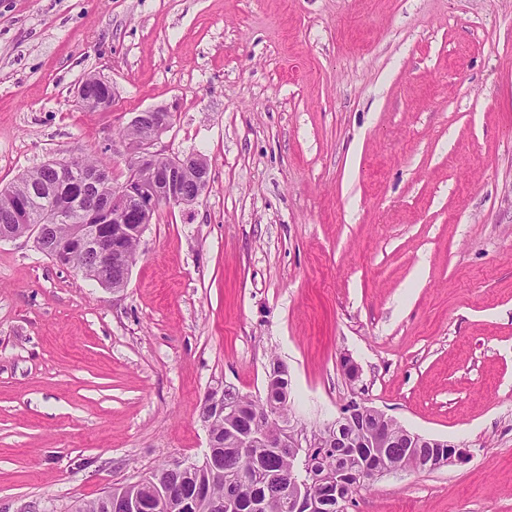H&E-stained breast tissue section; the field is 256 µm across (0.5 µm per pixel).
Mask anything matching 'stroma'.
<instances>
[{"mask_svg":"<svg viewBox=\"0 0 512 512\" xmlns=\"http://www.w3.org/2000/svg\"><path fill=\"white\" fill-rule=\"evenodd\" d=\"M173 101L159 146L209 185L126 288L0 240V512L201 459L205 396L274 358L308 428L355 399L471 453L346 512H512V0H0V189L83 154L123 182ZM92 80L98 82H90L86 85V98L89 100L99 99L106 94V89L103 87H107L108 96L103 100H98L94 102L89 108L91 110H105L111 106L112 98L114 97V87L112 85V81L108 80L105 77L101 76H93ZM102 85H100V84Z\"/></svg>","mask_w":512,"mask_h":512,"instance_id":"stroma-1","label":"stroma"}]
</instances>
